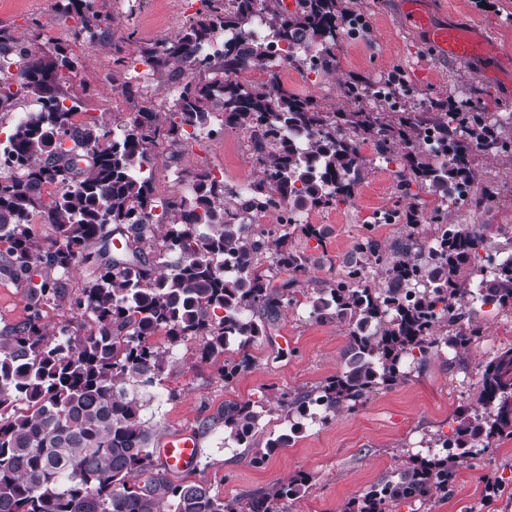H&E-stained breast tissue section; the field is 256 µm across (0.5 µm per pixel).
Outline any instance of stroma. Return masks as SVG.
I'll use <instances>...</instances> for the list:
<instances>
[{
    "label": "stroma",
    "mask_w": 512,
    "mask_h": 512,
    "mask_svg": "<svg viewBox=\"0 0 512 512\" xmlns=\"http://www.w3.org/2000/svg\"><path fill=\"white\" fill-rule=\"evenodd\" d=\"M60 0H0V27L8 28L40 53H52L55 45L71 50L79 63L78 74L64 84L71 95L81 92L82 82L100 89L84 99L83 117L113 130L125 125L156 94L168 90L165 78L140 65L127 77L138 93L122 94L111 89L108 76L112 56L99 45L72 36L76 21L63 15ZM112 40L123 44L126 55L139 57L141 50L163 39L175 37L195 18L199 0H105ZM366 31L340 40L335 74L303 78L296 69H286L285 88L300 94L318 93L328 110L342 107L337 86L341 75L377 78L401 69L410 89L412 105L435 93L471 98L489 112H512V68L491 56L460 65L441 58L424 33L406 29L400 20L399 0H361ZM435 23L487 30L495 50L512 53V0H427ZM135 40L125 43L127 32ZM237 131L228 136L200 134L184 143L180 167H208L222 172L228 185L253 180L256 168L237 143ZM488 185L495 198L476 213L454 210L453 224H512V178L501 158L485 162ZM396 196L392 174L385 166L373 165L360 183L351 205L340 206L323 221L322 241H309V276L322 279L345 267L354 255L356 241L366 235L386 244L401 232L397 224L365 225L363 216L392 206ZM512 316L501 313L484 318L486 334L462 357L432 355L404 381L388 391L373 394L351 413L333 422L310 424L287 448L271 456L262 466H253L243 449L226 444L224 428L198 429L200 420L216 415L225 401L273 400L282 390L312 387L336 374L343 365L346 337L333 323L310 320L303 308H295L281 319L277 330L250 347L253 368L240 373L231 384L218 374L220 360L200 358L199 341L175 349L162 376L160 401L145 412L155 429L156 441L171 434L197 433L202 452L195 464L180 473H169L172 482H202L224 498L260 490L285 482L296 474L311 478L300 496L289 500L288 512H337L345 500L361 495L374 482L395 469L409 456L426 454L433 434L447 432L454 411L475 407L484 362L505 341L502 333ZM499 479L497 494H490L485 474ZM394 512H512V439L491 445L478 465L462 468L447 497L434 498L429 506L403 504Z\"/></svg>",
    "instance_id": "obj_1"
}]
</instances>
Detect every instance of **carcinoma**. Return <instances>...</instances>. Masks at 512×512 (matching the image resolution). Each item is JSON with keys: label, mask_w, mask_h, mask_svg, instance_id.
Masks as SVG:
<instances>
[{"label": "carcinoma", "mask_w": 512, "mask_h": 512, "mask_svg": "<svg viewBox=\"0 0 512 512\" xmlns=\"http://www.w3.org/2000/svg\"><path fill=\"white\" fill-rule=\"evenodd\" d=\"M202 2L180 34L144 52L143 62L169 71L177 86L170 108L143 109L112 141L94 121L74 124L78 97L62 105L66 50L58 46L54 55H39L0 28V114L13 112L18 95L33 98L25 120L11 129L8 168L0 169V242L7 243L0 273L29 284L36 264L63 275L81 263L98 269L95 281L70 301L94 322L89 335L68 326L50 330L42 322L43 303L62 290L61 280L48 276L31 289L23 319L0 330V512H288V500L309 483L305 475L224 499L208 484L173 483L154 471L155 430L144 411L173 347L200 338L207 361L237 346L240 359L226 358L218 369L230 384L253 367L248 348L271 336L302 298L310 319L345 330L342 370L314 388L276 397L288 422L280 433L257 440L266 412L261 400H226L218 418L201 421L203 432L223 424L224 441L260 465L288 447L305 421L329 424L370 395L392 389L405 379L404 361L439 353L441 341L458 354L485 335L482 323L462 313L475 276L472 254L488 237L512 242V224H458L440 235L448 213L428 210L421 194L480 185L484 166L477 146L502 147L512 134L470 101L448 109L445 93L427 97L422 110L396 107L401 74L338 79L351 109L336 112L316 94L288 91L275 75L241 81L269 57L258 43L227 41L195 71L199 45L244 25L260 5L278 40L289 49L303 47L291 64L304 68L306 50L315 47L314 67L333 72L341 23L358 17L355 0H297L292 11L283 0H232L229 8L225 0ZM63 11L80 19L74 38L119 54L111 88L132 93L120 69L122 48L101 27L97 0H66ZM211 119L250 134L259 163L254 191L239 192L210 169L181 170L177 178L193 192L169 198L155 217L153 183L138 176L151 162L147 142L167 125L175 162L186 129ZM430 131L437 153L423 146ZM60 134L73 146H60ZM362 139L376 140L378 158L399 167L402 235L387 250L370 236L358 240L341 275L305 291L300 275L309 258L294 239H316L318 232L292 221L258 227L273 202L259 203L256 192L307 212L349 205L371 164L360 153ZM44 183L57 187L48 202L38 192ZM36 215L52 226L53 237L34 233ZM109 224L119 247L105 232ZM425 238L437 239L427 257ZM486 291L500 311L512 313V264L493 272ZM439 303L443 316L435 324ZM158 333L167 346L151 341ZM478 404V410L455 413V448L413 457L342 503L339 512H392L404 501L423 505L446 497L461 468L473 466L474 448L512 439V345L484 364Z\"/></svg>", "instance_id": "obj_1"}]
</instances>
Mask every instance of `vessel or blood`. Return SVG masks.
Segmentation results:
<instances>
[{
	"mask_svg": "<svg viewBox=\"0 0 512 512\" xmlns=\"http://www.w3.org/2000/svg\"><path fill=\"white\" fill-rule=\"evenodd\" d=\"M404 21L414 30L425 32L433 45L449 60L465 63L487 54V33L478 29L435 25L425 9L424 0H401ZM157 453L172 472L183 471L196 462L200 443L196 435L185 431L167 437Z\"/></svg>",
	"mask_w": 512,
	"mask_h": 512,
	"instance_id": "obj_1",
	"label": "vessel or blood"
}]
</instances>
